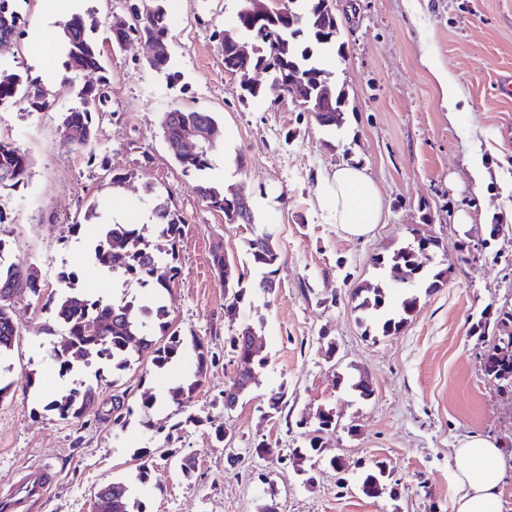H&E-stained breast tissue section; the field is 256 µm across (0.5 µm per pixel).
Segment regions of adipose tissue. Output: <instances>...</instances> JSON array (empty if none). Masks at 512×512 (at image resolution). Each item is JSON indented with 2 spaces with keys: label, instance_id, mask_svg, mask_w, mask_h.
<instances>
[{
  "label": "adipose tissue",
  "instance_id": "1",
  "mask_svg": "<svg viewBox=\"0 0 512 512\" xmlns=\"http://www.w3.org/2000/svg\"><path fill=\"white\" fill-rule=\"evenodd\" d=\"M329 185L335 197L329 216L350 238L367 236L383 218L382 198L365 171L337 167ZM460 464L453 474L457 489L456 512H501V488L508 467L499 442L471 435L457 449Z\"/></svg>",
  "mask_w": 512,
  "mask_h": 512
}]
</instances>
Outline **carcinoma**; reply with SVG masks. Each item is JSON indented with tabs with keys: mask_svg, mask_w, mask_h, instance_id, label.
Here are the masks:
<instances>
[{
	"mask_svg": "<svg viewBox=\"0 0 512 512\" xmlns=\"http://www.w3.org/2000/svg\"><path fill=\"white\" fill-rule=\"evenodd\" d=\"M19 0H0V42L15 41L20 36L23 21L17 9ZM330 0H285L282 10L270 15L254 16L244 11L237 14L228 28L214 31L218 35V49L224 71L239 79L242 98L266 100L288 90V76L306 81L310 97L303 102V110L314 115L318 124L334 136L344 125L346 93L332 80V72L324 67L329 53L342 56L344 42L336 20L329 15ZM121 11L110 16L106 36L94 37L98 28L96 13L76 12L62 23L63 38L55 43L58 54L70 63L79 59L88 70L103 69L105 48L119 50L122 44L133 39L154 40L168 44L171 41V15L169 0H120ZM257 40L258 50L250 59L237 55L235 44L248 39ZM147 66L169 77L172 54H161L146 60ZM110 82L84 86L78 92L80 106L70 108L61 115V144L75 152H90L97 142L100 129L95 115L108 112ZM70 88L68 77L59 82V89L46 87L41 79L0 68V110L22 101H32L40 107L55 108L61 92ZM201 122L218 125L212 112H201L175 107L173 112L161 116L163 139L176 144L185 129ZM214 147L207 146L197 155L177 158L175 162L186 174L198 177V195L208 207L220 212L226 224L244 223L250 226L245 238V265L224 253H212V265L227 295L224 308L240 311L251 304L256 292L273 294L263 288L265 283L276 282L281 253L276 244L268 241L267 225L258 222L256 212L248 220L237 218L230 212V203L238 191L254 190L245 180L217 186L205 176L210 169V154ZM27 177V157L13 142L0 139V193L24 184ZM158 236L166 243L159 249L150 244L137 224H105L89 257L99 268L122 274L127 283H135L155 290V297L134 308L130 302L105 304L76 286V278L69 273L62 277L67 291L60 296H49L44 306L53 311L54 322L61 328L55 335L53 327L47 334L56 336L49 344L51 363L64 376L75 364H88L92 355L112 361L118 369H125L131 362L146 357L151 365L163 371L191 345L195 370L193 375L167 389L169 400L186 405L203 385L210 366L219 356L197 336L186 339L173 326L163 298L170 293L181 273L178 265V244L184 233L186 221L171 207L167 198L156 196L152 209ZM439 242L410 235L387 256L373 258L380 269L390 268L392 283L361 284L351 291L353 309L359 321L372 338L399 333L414 317L420 294H429L443 287L448 281V271L432 269L434 254ZM40 275L32 264L9 260L6 245L0 240V356L18 344L19 331L13 319L12 305L15 298L31 293L40 296ZM477 327L492 330V343L484 352L483 365L487 376L494 378L500 387L512 386V308H502L496 318L482 319ZM257 334L256 327L247 324L233 331L224 339V347L233 359L234 376L224 389V401L231 404L238 392H251L258 384V375L267 363L242 342V333ZM97 397V388L90 384L72 387L51 399L46 408L62 420L78 419L84 409ZM288 407V391L281 387L266 398L264 413L277 415ZM135 405L129 394L112 401V420L124 426L134 414ZM298 426H309L302 443L290 449L293 471L302 473V481H313L312 469L321 460L323 436L336 431V413L330 407H319L315 413L302 416ZM357 487L368 498L386 493L394 494L393 468L384 460L357 464ZM153 470L151 453H144L136 467L134 479L115 480L91 502L90 512H145L143 502L134 497L133 483H149Z\"/></svg>",
	"mask_w": 512,
	"mask_h": 512,
	"instance_id": "cac0c4a2",
	"label": "carcinoma"
}]
</instances>
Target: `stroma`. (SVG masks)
<instances>
[{"instance_id":"stroma-1","label":"stroma","mask_w":512,"mask_h":512,"mask_svg":"<svg viewBox=\"0 0 512 512\" xmlns=\"http://www.w3.org/2000/svg\"><path fill=\"white\" fill-rule=\"evenodd\" d=\"M239 3L174 0L175 79L145 67L149 49L138 41L109 53L105 72L70 71L62 109L76 105L83 86L105 76L112 82L95 147L107 167L63 147L60 111L26 103L0 111V135L29 158L25 183L0 197L8 211L0 239L12 260L38 268L42 289L41 296L15 299L19 345L0 359L11 380L29 372L38 379L35 393L19 389L0 401V493L22 468L48 463L58 479L41 512H88L101 486L132 475L151 450L152 482L136 489L148 512H259L272 499L278 512H454L460 440L482 435L512 453V394L485 374L489 339L476 329L481 314L512 307V233L491 241L486 232L490 224L512 225V102L495 94L499 74L512 71V0H333L345 47L326 65L346 92L347 114L331 148L313 115L292 101H240L238 81L225 73L212 37L232 24ZM115 8L114 0H25L24 33L0 51V64L34 77L62 67L63 58L51 55L37 32L57 33L79 11H95L104 22ZM439 72L457 83L456 116L448 114ZM174 106L215 113L223 144L207 176L218 184L247 180L259 220L270 225L282 254L274 295H253L240 315L241 322L260 324L267 365L234 410L224 408L234 371L224 358L209 368L190 406L164 401L135 411L120 428L112 422L116 391H128L135 403L144 393H164L191 376L192 358L162 372L147 363L118 371L96 358L59 376L46 358L53 316L45 297L65 292L64 271L101 298L145 297L146 289L126 287L122 277L94 265L87 247L103 223L140 224L154 236L155 198L167 195L187 221L178 245L181 274L165 300L169 318L182 334L223 351L229 321L211 255L219 247L244 261L249 232L207 207L194 176L168 154L160 120ZM344 164L362 167L383 198L384 220L363 239L348 238L328 221L332 200L318 196ZM113 171L129 175V186L113 189ZM91 203L101 219L87 223ZM469 208L482 212L484 223H457L458 212ZM412 226L438 239L436 261L448 282L421 295L404 330L375 342L358 324L349 295L358 283L381 278L373 257L391 253ZM461 239L479 246L477 258L461 261ZM330 341L336 349L329 355ZM344 372L365 376L373 396L362 401L336 387ZM93 379L98 398L81 419L63 421L45 410L48 393ZM283 385L285 413L265 417L264 398ZM322 404L333 407L337 429L325 436V461L306 485L285 456L304 439L300 416ZM177 422L181 430L165 436L164 427ZM218 429L225 441L215 440ZM259 440L266 447L257 457L252 445ZM166 446L194 458L192 478L159 456ZM333 457L349 469V490L336 486ZM371 460L392 466L396 497L358 492L355 467Z\"/></svg>"}]
</instances>
